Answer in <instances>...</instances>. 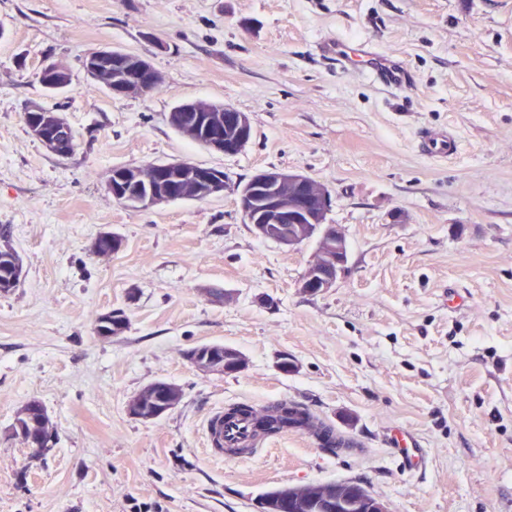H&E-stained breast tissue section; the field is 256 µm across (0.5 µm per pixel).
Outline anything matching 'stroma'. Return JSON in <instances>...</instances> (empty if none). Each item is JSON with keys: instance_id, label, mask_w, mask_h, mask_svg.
<instances>
[{"instance_id": "obj_1", "label": "stroma", "mask_w": 512, "mask_h": 512, "mask_svg": "<svg viewBox=\"0 0 512 512\" xmlns=\"http://www.w3.org/2000/svg\"><path fill=\"white\" fill-rule=\"evenodd\" d=\"M331 39L402 58L411 84L340 68L319 50ZM109 49L147 59L159 88L96 84L83 60ZM55 61L71 84L48 94L37 76ZM33 100L66 117L71 155L29 132ZM188 100L246 113L252 140L227 156L176 131ZM439 129L453 158L422 150ZM173 161L223 170V194L131 208L106 189L113 167ZM269 168L332 192L348 260L326 293L299 286L316 239L244 221L239 193ZM102 231L121 251L92 254ZM4 246L24 276L0 292V512H256L270 490L332 481L388 512H512V0H0ZM110 311L128 327L102 340ZM206 344L247 368L197 371L186 354ZM159 380L180 402L132 418ZM32 398L53 424L42 454L9 431ZM281 400L355 449L291 432L250 458L209 454L211 413ZM399 432L427 450L421 470L393 455ZM181 396V389L176 384L155 382L129 400L127 412L136 419L149 422L173 409Z\"/></svg>"}]
</instances>
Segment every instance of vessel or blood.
Here are the masks:
<instances>
[{
	"label": "vessel or blood",
	"instance_id": "obj_1",
	"mask_svg": "<svg viewBox=\"0 0 512 512\" xmlns=\"http://www.w3.org/2000/svg\"><path fill=\"white\" fill-rule=\"evenodd\" d=\"M323 55L335 59L344 69H358L378 85L388 89H400L410 82L409 71L397 56L379 53L361 42L327 41L321 44ZM424 149L428 155L446 158L457 153L455 136L431 133L425 136ZM253 417L238 418L226 423L223 412L213 413L207 420L205 436L212 455L223 456L225 450H244L257 454L264 447L263 437L255 432Z\"/></svg>",
	"mask_w": 512,
	"mask_h": 512
}]
</instances>
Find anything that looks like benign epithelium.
Wrapping results in <instances>:
<instances>
[{
    "mask_svg": "<svg viewBox=\"0 0 512 512\" xmlns=\"http://www.w3.org/2000/svg\"><path fill=\"white\" fill-rule=\"evenodd\" d=\"M134 62L138 77L124 81L122 76L109 71L101 55H90L86 59V64L96 70L101 84L112 94L124 97L147 95L161 83L160 74L147 60L137 56ZM43 70L56 74L57 88L69 87L71 76L65 66L51 63ZM29 111L44 114L42 124L32 129L33 136L56 155L70 154L74 148V131L67 121L56 112L45 111L37 102L29 104ZM168 120L180 125L184 135L191 139L204 137L211 150L226 156L241 153L253 133L247 114L220 102L186 101L169 113ZM117 180L123 184V190L115 194V198L128 207L150 208L176 197L187 200L202 185L207 186L210 196L224 193V176L179 162L159 169L124 168ZM254 180L261 188L259 194L254 196L247 190L240 193L241 210L248 215L253 231L261 238L288 246L318 235L322 249L308 264L299 287L312 294L327 292L335 286L338 274L347 263L344 231L324 220L332 202L331 191L310 177L276 168L255 174ZM110 245H118L117 235L102 231L94 239L91 252L108 256L112 254L108 249ZM188 360L206 373H240L247 367V360L241 353L220 345L198 346L188 355ZM180 399L179 386L155 382L129 400L127 412L136 419L149 422L169 412ZM10 431L26 447L44 453L52 437V423L42 403L31 399L15 414ZM310 489L309 484L281 487L273 496L259 500L258 512H288L310 494ZM355 493L366 512H388L384 504L365 488L357 487Z\"/></svg>",
    "mask_w": 512,
    "mask_h": 512,
    "instance_id": "benign-epithelium-1",
    "label": "benign epithelium"
}]
</instances>
